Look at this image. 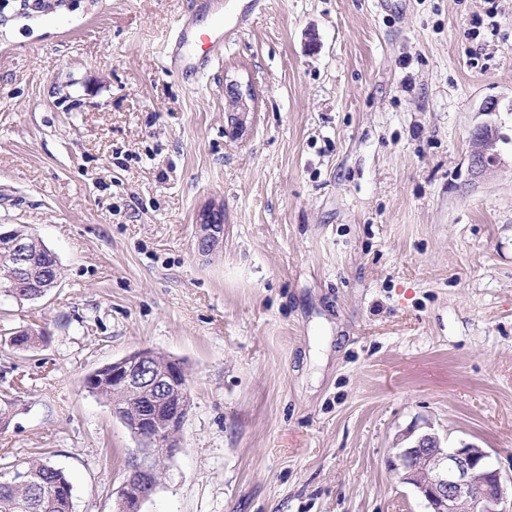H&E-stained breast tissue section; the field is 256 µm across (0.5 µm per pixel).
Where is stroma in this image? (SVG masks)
I'll return each mask as SVG.
<instances>
[{"label":"stroma","instance_id":"35a3bbf8","mask_svg":"<svg viewBox=\"0 0 512 512\" xmlns=\"http://www.w3.org/2000/svg\"><path fill=\"white\" fill-rule=\"evenodd\" d=\"M189 2L0 0V224L62 272L0 294V456L119 512L138 443L84 379L148 348L190 406L141 512H426L389 466L410 430L512 474V0H267L197 85L164 68ZM484 123L506 139L478 176ZM501 135L495 126L483 124L471 132L470 167L475 174H483L496 165L495 151ZM195 246L203 256L216 253L224 241V206L211 202L196 216Z\"/></svg>","mask_w":512,"mask_h":512}]
</instances>
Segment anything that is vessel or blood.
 <instances>
[{
  "label": "vessel or blood",
  "mask_w": 512,
  "mask_h": 512,
  "mask_svg": "<svg viewBox=\"0 0 512 512\" xmlns=\"http://www.w3.org/2000/svg\"><path fill=\"white\" fill-rule=\"evenodd\" d=\"M265 0H249L247 6L236 7L231 0H193L189 14L182 16L167 44L170 73L203 78L216 61L224 56V48L250 24L253 10L263 9ZM209 16L212 24L200 29L195 18Z\"/></svg>",
  "instance_id": "1"
}]
</instances>
